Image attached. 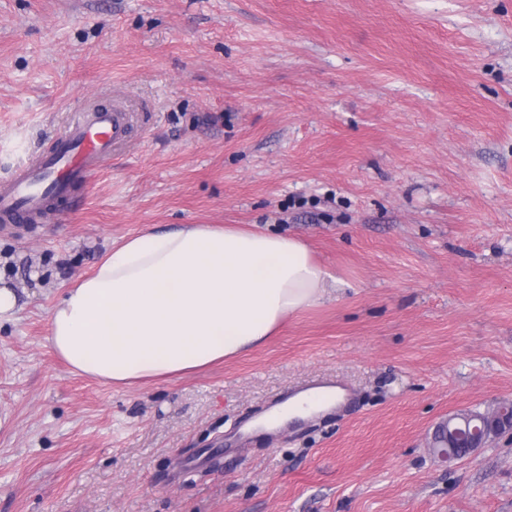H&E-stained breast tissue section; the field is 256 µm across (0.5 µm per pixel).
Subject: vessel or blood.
I'll return each mask as SVG.
<instances>
[{"instance_id":"obj_1","label":"vessel or blood","mask_w":512,"mask_h":512,"mask_svg":"<svg viewBox=\"0 0 512 512\" xmlns=\"http://www.w3.org/2000/svg\"><path fill=\"white\" fill-rule=\"evenodd\" d=\"M132 131L129 113L120 106L83 109L44 155L20 163L0 179V220L17 223L43 212L47 195L68 197L73 186L87 183L127 142Z\"/></svg>"}]
</instances>
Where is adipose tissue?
Returning <instances> with one entry per match:
<instances>
[{"mask_svg":"<svg viewBox=\"0 0 512 512\" xmlns=\"http://www.w3.org/2000/svg\"><path fill=\"white\" fill-rule=\"evenodd\" d=\"M343 285L300 238L185 224L110 249L53 306L48 342L73 371L110 384L174 380L249 351ZM343 396L298 393L251 427H281Z\"/></svg>","mask_w":512,"mask_h":512,"instance_id":"1","label":"adipose tissue"}]
</instances>
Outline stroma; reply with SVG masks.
<instances>
[{"instance_id": "obj_1", "label": "stroma", "mask_w": 512, "mask_h": 512, "mask_svg": "<svg viewBox=\"0 0 512 512\" xmlns=\"http://www.w3.org/2000/svg\"><path fill=\"white\" fill-rule=\"evenodd\" d=\"M128 143L72 211L0 223V512H512V0H0V173L84 103ZM294 235L345 283L172 382L72 374L49 312L112 244ZM319 378L348 398L242 425ZM485 418L493 422L500 420L502 425L498 427L499 431L506 428L510 430L512 428L511 417H507L503 411H500V407H497L492 411L486 412L485 416L478 419V423L480 424H475L471 428H468L469 425H472L470 424V420L465 418L463 426L452 429L448 433V437L450 436L451 440H456L459 446L468 448L469 453L475 452L482 445L481 440L486 434V424L483 422Z\"/></svg>"}]
</instances>
